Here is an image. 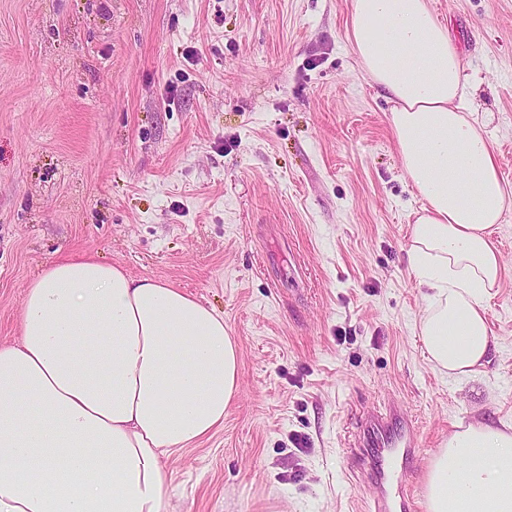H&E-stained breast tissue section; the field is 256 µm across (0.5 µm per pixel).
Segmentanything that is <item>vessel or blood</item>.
I'll return each instance as SVG.
<instances>
[{"mask_svg":"<svg viewBox=\"0 0 512 512\" xmlns=\"http://www.w3.org/2000/svg\"><path fill=\"white\" fill-rule=\"evenodd\" d=\"M351 457L374 488L368 512H415L405 470L420 452L416 420L397 402L369 413L350 445Z\"/></svg>","mask_w":512,"mask_h":512,"instance_id":"vessel-or-blood-1","label":"vessel or blood"}]
</instances>
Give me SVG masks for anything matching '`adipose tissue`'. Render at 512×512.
<instances>
[{
    "instance_id": "adipose-tissue-1",
    "label": "adipose tissue",
    "mask_w": 512,
    "mask_h": 512,
    "mask_svg": "<svg viewBox=\"0 0 512 512\" xmlns=\"http://www.w3.org/2000/svg\"><path fill=\"white\" fill-rule=\"evenodd\" d=\"M348 38L392 103L422 201L407 259L429 290L425 351L449 375H477L495 347L493 234L512 191L461 54L429 0H350ZM21 307L18 339L0 343V512H167L165 460L221 427L239 391L223 314L91 256L49 262ZM425 509L512 512V431L477 422L449 433L427 467Z\"/></svg>"
}]
</instances>
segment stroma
Masks as SVG:
<instances>
[{
    "instance_id": "stroma-1",
    "label": "stroma",
    "mask_w": 512,
    "mask_h": 512,
    "mask_svg": "<svg viewBox=\"0 0 512 512\" xmlns=\"http://www.w3.org/2000/svg\"><path fill=\"white\" fill-rule=\"evenodd\" d=\"M512 183V0H430ZM350 0H0V342L27 283L91 255L224 316L240 388L169 461V512H365L346 448L389 397L425 448L512 426V204L472 378L428 361L410 272L421 206L390 102L347 38Z\"/></svg>"
}]
</instances>
